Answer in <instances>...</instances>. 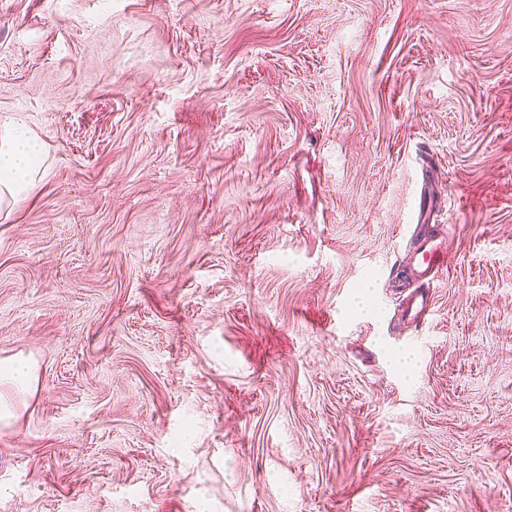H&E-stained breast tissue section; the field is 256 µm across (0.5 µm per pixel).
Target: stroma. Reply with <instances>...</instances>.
Instances as JSON below:
<instances>
[{
    "label": "stroma",
    "mask_w": 512,
    "mask_h": 512,
    "mask_svg": "<svg viewBox=\"0 0 512 512\" xmlns=\"http://www.w3.org/2000/svg\"><path fill=\"white\" fill-rule=\"evenodd\" d=\"M7 120L0 512H512V0H0ZM35 138L0 126V200L2 192L17 196L39 169L41 150ZM448 261V248L443 238L436 235L420 237L416 248L409 258L416 277L421 282L435 281ZM428 310V296L417 288L414 289L412 295L407 299L405 306L407 319L413 322H423ZM36 365L27 357L16 356L8 360H2L0 366V385H9L19 393H29L34 387L36 376Z\"/></svg>",
    "instance_id": "1"
}]
</instances>
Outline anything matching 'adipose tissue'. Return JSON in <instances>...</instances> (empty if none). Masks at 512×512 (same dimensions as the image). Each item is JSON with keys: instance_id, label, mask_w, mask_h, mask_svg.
Listing matches in <instances>:
<instances>
[{"instance_id": "obj_1", "label": "adipose tissue", "mask_w": 512, "mask_h": 512, "mask_svg": "<svg viewBox=\"0 0 512 512\" xmlns=\"http://www.w3.org/2000/svg\"><path fill=\"white\" fill-rule=\"evenodd\" d=\"M41 150L36 139L0 126V193L15 196L26 190L39 169Z\"/></svg>"}]
</instances>
